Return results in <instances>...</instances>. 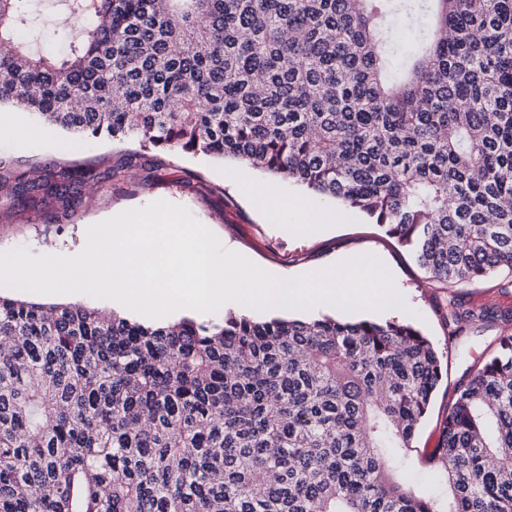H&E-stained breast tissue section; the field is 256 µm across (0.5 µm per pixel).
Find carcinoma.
<instances>
[{
    "label": "carcinoma",
    "mask_w": 512,
    "mask_h": 512,
    "mask_svg": "<svg viewBox=\"0 0 512 512\" xmlns=\"http://www.w3.org/2000/svg\"><path fill=\"white\" fill-rule=\"evenodd\" d=\"M27 2L0 0V106L294 181L439 282L512 273V0H67L58 58L21 39ZM400 18L431 33L395 70ZM109 177L0 170V199L76 206ZM0 336V512H512V334L421 449L444 500L399 479L442 378L408 321L0 296ZM0 295L4 297H18L23 300L27 301H33L38 303H44V304H69V303H78L83 304L85 306L94 307L99 310H106V311H114L124 317L142 322V323H153V324H164L161 322H170V321H177L183 317H190L195 318L198 320H219L224 317V312H235V313H241L240 310L232 305H227L223 310H218L216 313L212 314H200L197 311L194 310H181L177 316L169 317V318H163V319H152L148 318L142 315L134 314L132 312H129L125 310L124 308L117 306L115 304H112V301L110 300H101V299H95L92 297H89L87 295L82 294H68V295H43V294H36V293H30V292H20V293H14L2 290L0 291ZM110 308H112L110 310Z\"/></svg>",
    "instance_id": "1"
}]
</instances>
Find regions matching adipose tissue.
<instances>
[{"mask_svg": "<svg viewBox=\"0 0 512 512\" xmlns=\"http://www.w3.org/2000/svg\"><path fill=\"white\" fill-rule=\"evenodd\" d=\"M241 191L264 211L284 217L296 231L308 235L320 232L325 216L315 203L303 197L283 198L269 190L264 184L239 178Z\"/></svg>", "mask_w": 512, "mask_h": 512, "instance_id": "adipose-tissue-1", "label": "adipose tissue"}]
</instances>
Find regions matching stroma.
<instances>
[{
	"label": "stroma",
	"instance_id": "stroma-1",
	"mask_svg": "<svg viewBox=\"0 0 512 512\" xmlns=\"http://www.w3.org/2000/svg\"><path fill=\"white\" fill-rule=\"evenodd\" d=\"M38 23L33 43L46 53L57 54L67 46L55 16L66 9L65 0H33ZM0 165L18 174L38 171L55 174L75 165L112 168V180L95 186L90 197L73 209L37 202L0 206V252L18 247L31 255L79 252L87 228L103 221V209L119 213L164 200L187 207L220 239L266 271L284 278L363 255L376 256L389 270L394 286L414 311L415 324L442 352L443 379L428 415L415 439L419 448L432 447L441 420L457 386L472 367L496 350L500 336L512 333V276L496 273L485 279L454 287L431 278L416 264L410 252L357 210L339 203L326 204L334 223L314 236L294 233L289 225L273 223L224 173L235 161L188 153L143 150L137 143L106 138L81 139L59 130L49 141L23 145L0 141ZM460 309L493 311L489 321L466 325L449 338L443 312L448 305ZM407 311H337L349 321L405 319Z\"/></svg>",
	"mask_w": 512,
	"mask_h": 512
}]
</instances>
